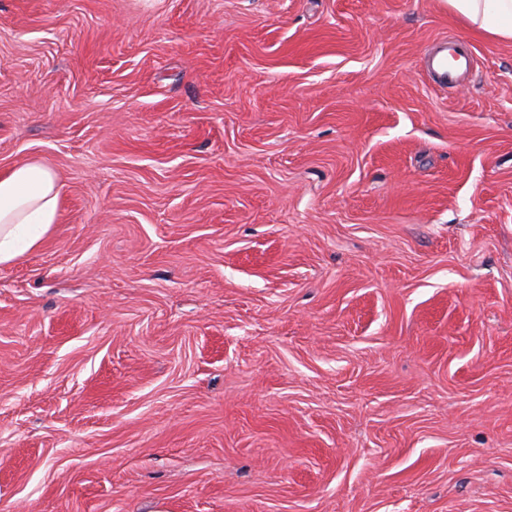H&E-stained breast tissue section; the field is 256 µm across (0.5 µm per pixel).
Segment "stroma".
Here are the masks:
<instances>
[{
	"label": "stroma",
	"mask_w": 512,
	"mask_h": 512,
	"mask_svg": "<svg viewBox=\"0 0 512 512\" xmlns=\"http://www.w3.org/2000/svg\"><path fill=\"white\" fill-rule=\"evenodd\" d=\"M30 159L62 212L0 266V512H512V42L444 0H0ZM451 43L448 38H444L429 49L423 58L424 69L433 87L440 90L456 85L462 78V75H458L459 69L463 63H467V67L470 66L472 59L466 46L460 44L452 48L448 46ZM448 58L452 60L450 65Z\"/></svg>",
	"instance_id": "35a3bbf8"
}]
</instances>
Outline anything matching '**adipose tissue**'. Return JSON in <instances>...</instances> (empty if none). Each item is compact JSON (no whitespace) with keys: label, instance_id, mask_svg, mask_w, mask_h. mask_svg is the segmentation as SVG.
<instances>
[{"label":"adipose tissue","instance_id":"obj_1","mask_svg":"<svg viewBox=\"0 0 512 512\" xmlns=\"http://www.w3.org/2000/svg\"><path fill=\"white\" fill-rule=\"evenodd\" d=\"M449 8L482 33L512 41V0H446ZM61 183L38 160L0 172V266L36 250L59 219Z\"/></svg>","mask_w":512,"mask_h":512}]
</instances>
